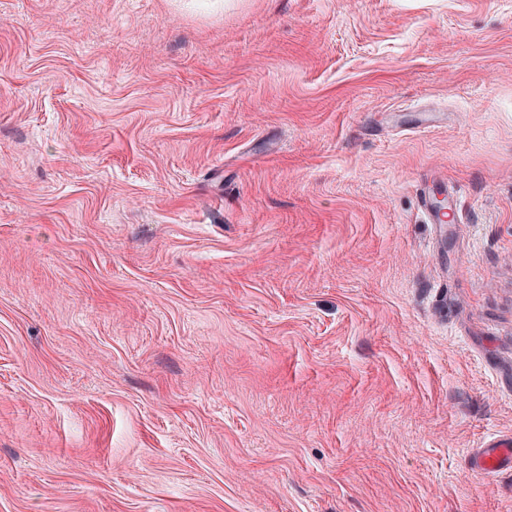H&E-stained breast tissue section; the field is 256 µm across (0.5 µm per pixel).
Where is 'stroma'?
Instances as JSON below:
<instances>
[{"label": "stroma", "mask_w": 512, "mask_h": 512, "mask_svg": "<svg viewBox=\"0 0 512 512\" xmlns=\"http://www.w3.org/2000/svg\"><path fill=\"white\" fill-rule=\"evenodd\" d=\"M491 434L512 0H0V512H512ZM440 195L449 197L447 211L438 206ZM418 204L428 224H448L455 220L460 208L458 191L449 189L447 182L433 183L431 186L426 181L422 182L419 186ZM470 469L490 484V477L512 469V436L493 435L483 441L469 456Z\"/></svg>", "instance_id": "obj_1"}]
</instances>
